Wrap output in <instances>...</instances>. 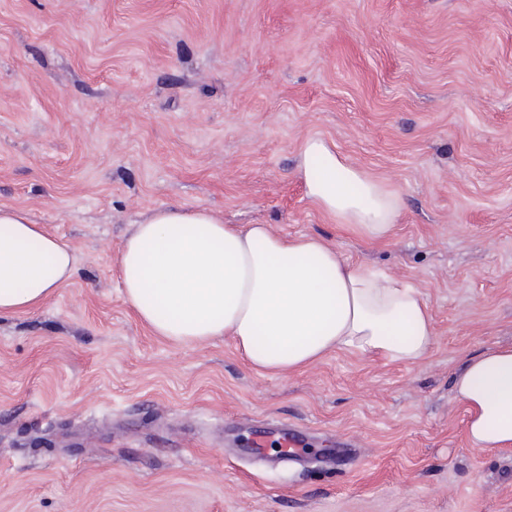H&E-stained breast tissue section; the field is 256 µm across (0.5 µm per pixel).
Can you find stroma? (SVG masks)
Wrapping results in <instances>:
<instances>
[{
    "label": "stroma",
    "mask_w": 512,
    "mask_h": 512,
    "mask_svg": "<svg viewBox=\"0 0 512 512\" xmlns=\"http://www.w3.org/2000/svg\"><path fill=\"white\" fill-rule=\"evenodd\" d=\"M312 135L400 195L391 239L307 198ZM168 204L414 284L429 354L283 377L155 336L118 262ZM0 207L74 249L0 317V512H512V450L471 446L452 386L512 346V0H0ZM271 422L306 454L244 447Z\"/></svg>",
    "instance_id": "stroma-1"
}]
</instances>
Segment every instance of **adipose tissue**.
Here are the masks:
<instances>
[{"mask_svg":"<svg viewBox=\"0 0 512 512\" xmlns=\"http://www.w3.org/2000/svg\"><path fill=\"white\" fill-rule=\"evenodd\" d=\"M299 171L323 213L369 240L391 235L398 195L333 145L308 138ZM119 264L124 298L154 335L184 345L231 338L263 374L285 375L333 351L415 364L434 342L432 311L416 287L311 234L169 206L136 225ZM73 265L71 248L27 212L0 208V317L41 305L70 280ZM453 391L472 447H512V347L468 356Z\"/></svg>","mask_w":512,"mask_h":512,"instance_id":"1","label":"adipose tissue"}]
</instances>
